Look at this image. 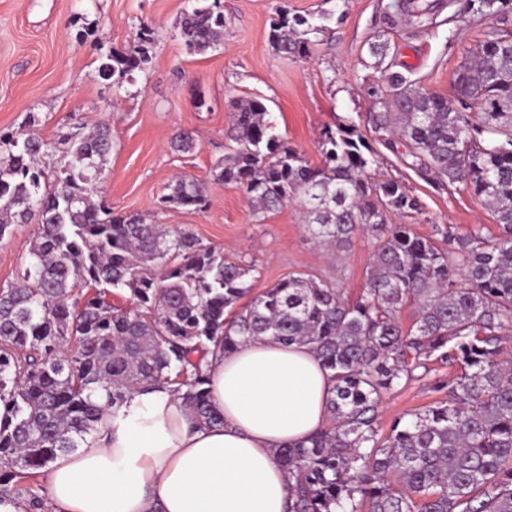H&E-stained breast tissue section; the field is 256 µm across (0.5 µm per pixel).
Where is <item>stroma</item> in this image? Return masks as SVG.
<instances>
[{
    "label": "stroma",
    "instance_id": "obj_1",
    "mask_svg": "<svg viewBox=\"0 0 512 512\" xmlns=\"http://www.w3.org/2000/svg\"><path fill=\"white\" fill-rule=\"evenodd\" d=\"M389 2L222 0L224 40L198 53L181 36L186 0H0V132L31 129L57 146L64 137L108 123L113 149L100 191L113 211L153 215L158 223L193 234L200 246L252 266V294L304 273L356 300L375 250L370 234L358 233L338 250L320 246L298 206L255 217L242 191L215 181L212 168L224 155L231 104L240 97L264 98L278 132L317 165L326 127L348 116L365 124L369 91L386 63L409 70L427 90L450 94L456 69L481 38V23L468 14L453 15L448 0H427L435 7V25L420 28L407 16L392 22L385 15ZM284 7L299 15L332 12L310 56L286 59L271 49L270 23ZM144 24L153 30L151 63L122 84L104 79L101 63L127 48ZM373 43L388 45L385 59L370 53ZM183 130L195 143L186 154L172 148ZM378 153L379 173L401 180L421 202L420 212L394 216V223L410 225L423 237L432 236L437 224L458 234L498 235L493 213L472 194L438 188L394 152L382 147ZM178 175L207 182L206 210L159 211L158 196ZM36 232V225L15 224L0 239V287L22 273ZM459 373V366L437 364L428 380L385 395L378 408L380 435L395 420H409L440 401L433 383Z\"/></svg>",
    "mask_w": 512,
    "mask_h": 512
}]
</instances>
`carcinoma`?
I'll return each mask as SVG.
<instances>
[{
    "label": "carcinoma",
    "mask_w": 512,
    "mask_h": 512,
    "mask_svg": "<svg viewBox=\"0 0 512 512\" xmlns=\"http://www.w3.org/2000/svg\"><path fill=\"white\" fill-rule=\"evenodd\" d=\"M388 8L430 11L415 0ZM458 12L485 30L453 95L388 68L372 90L368 124L418 176L479 198L496 217V237L459 236L443 224L434 229L440 247L391 223L420 201L397 179L370 177L378 157L353 118L325 128L322 163L313 165L276 132L263 98L233 103L215 180L240 188L255 216L298 203L321 244L340 248L360 230L371 234L376 250L354 302L299 274L238 306L252 268L99 199L112 151L107 124L65 139L51 177L41 162L53 144L0 133V238L11 224H39L20 282L0 288V400L13 417L0 426V457L13 465L0 470V496L39 507L28 479L78 448L143 384L172 387L200 422L224 425L203 361L269 337L308 346L334 382L328 426L277 450L294 479L291 512H512V365L500 359L501 334L512 328V0H461ZM330 20L284 8L269 43L280 56H306ZM180 28L191 51L218 45L221 0H195ZM152 42L153 30L140 27L133 44L101 64L102 76L120 82L145 69ZM208 202L204 183L179 178L157 204L201 211ZM109 288L129 290L131 307L106 302ZM407 305L415 309L408 328L398 318ZM436 361L461 368L433 385L442 400L379 437L383 396L426 379Z\"/></svg>",
    "instance_id": "carcinoma-1"
}]
</instances>
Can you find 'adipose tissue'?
<instances>
[{
	"label": "adipose tissue",
	"mask_w": 512,
	"mask_h": 512,
	"mask_svg": "<svg viewBox=\"0 0 512 512\" xmlns=\"http://www.w3.org/2000/svg\"><path fill=\"white\" fill-rule=\"evenodd\" d=\"M205 369L223 426L200 424L169 387H140L58 455L45 512H288L276 451L327 425V371L307 346L269 339Z\"/></svg>",
	"instance_id": "obj_1"
}]
</instances>
